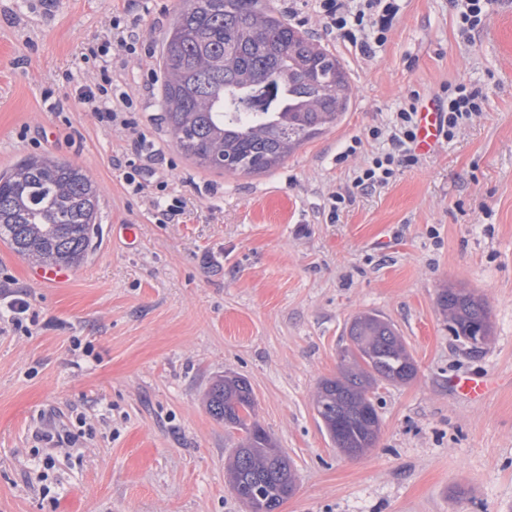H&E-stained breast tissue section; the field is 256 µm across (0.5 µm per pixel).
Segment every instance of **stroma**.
I'll return each mask as SVG.
<instances>
[{"mask_svg":"<svg viewBox=\"0 0 512 512\" xmlns=\"http://www.w3.org/2000/svg\"><path fill=\"white\" fill-rule=\"evenodd\" d=\"M269 3L340 58L354 95L278 167L228 177L187 160L161 121L162 38L181 0H0V173L49 155L100 189L94 247L65 283L37 282L0 242V512H245L227 479L240 433L206 405L230 374L293 463L279 512H512V0L470 42L448 0H399L369 59L329 35L315 0ZM116 16L148 55L111 48ZM103 46L137 101L142 148L77 102L100 79L84 55ZM458 81L486 94L483 114L355 192L353 169L379 148L369 130L410 93L427 103ZM154 149L165 187L134 193L122 164ZM338 190L353 202L334 221ZM174 202L178 222L158 223ZM451 286L488 305L480 352L448 331L438 296ZM11 295L30 304L19 328ZM361 313L395 325L418 374L378 387L379 438L350 457L313 397ZM478 373L498 386L464 401L451 381Z\"/></svg>","mask_w":512,"mask_h":512,"instance_id":"35a3bbf8","label":"stroma"}]
</instances>
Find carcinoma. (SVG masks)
I'll return each instance as SVG.
<instances>
[{"instance_id":"obj_1","label":"carcinoma","mask_w":512,"mask_h":512,"mask_svg":"<svg viewBox=\"0 0 512 512\" xmlns=\"http://www.w3.org/2000/svg\"><path fill=\"white\" fill-rule=\"evenodd\" d=\"M159 96L167 131L197 167L229 177L267 172L336 125L352 88L338 57L285 21L266 0H182L162 39ZM100 194L87 173L32 155L0 173V241L38 265H78L98 232ZM438 305L456 340L489 320L484 299L446 288ZM336 377L320 382L314 410L341 451L374 447V389L417 375L402 336L376 314L356 316ZM209 412L242 432L229 469L237 499L260 494L277 512L296 488L288 456L256 419L248 380L226 376L207 393Z\"/></svg>"}]
</instances>
